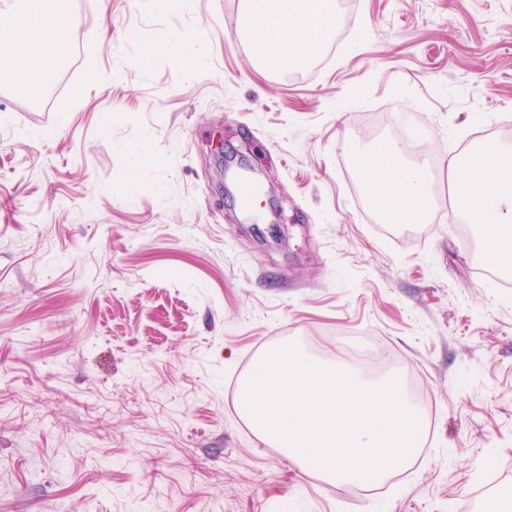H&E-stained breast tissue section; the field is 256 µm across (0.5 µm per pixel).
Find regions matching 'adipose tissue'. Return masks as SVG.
Returning <instances> with one entry per match:
<instances>
[{
  "instance_id": "1",
  "label": "adipose tissue",
  "mask_w": 512,
  "mask_h": 512,
  "mask_svg": "<svg viewBox=\"0 0 512 512\" xmlns=\"http://www.w3.org/2000/svg\"><path fill=\"white\" fill-rule=\"evenodd\" d=\"M247 33L259 62L270 70L301 66L319 53L335 27L334 0H244ZM68 36V22L57 0H22L0 14V47L9 70L0 82L27 72L40 84L55 77L51 57ZM355 163L373 198L395 224L421 221L430 196L425 171L401 162L392 148L379 145L356 153ZM448 171L455 181L454 209L477 224L486 254L503 269L512 268V154L494 144L452 155Z\"/></svg>"
}]
</instances>
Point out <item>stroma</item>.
Listing matches in <instances>:
<instances>
[{
    "label": "stroma",
    "mask_w": 512,
    "mask_h": 512,
    "mask_svg": "<svg viewBox=\"0 0 512 512\" xmlns=\"http://www.w3.org/2000/svg\"><path fill=\"white\" fill-rule=\"evenodd\" d=\"M335 6L324 62L272 71L242 0H65L55 83H0V512H480L512 485V287L448 192L464 135L512 150V0ZM175 31L193 72L151 52ZM380 143L426 169L421 223L365 210L349 157ZM228 159L273 199L261 225ZM289 345L413 377L423 449L363 495L259 442L238 383Z\"/></svg>",
    "instance_id": "obj_1"
}]
</instances>
